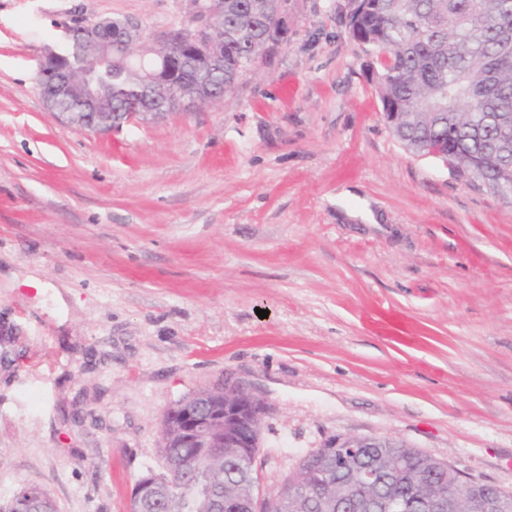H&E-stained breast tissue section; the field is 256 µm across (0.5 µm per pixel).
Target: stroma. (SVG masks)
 <instances>
[{"label": "stroma", "instance_id": "1", "mask_svg": "<svg viewBox=\"0 0 512 512\" xmlns=\"http://www.w3.org/2000/svg\"><path fill=\"white\" fill-rule=\"evenodd\" d=\"M349 6L290 0L223 102L99 133L46 109L45 46L186 0H0V267L67 291L0 277V506L130 512L166 409L227 383L268 407L266 490L375 435L512 491V202L392 135ZM13 499H16L26 512H57L54 501L45 492L37 489H21Z\"/></svg>", "mask_w": 512, "mask_h": 512}]
</instances>
